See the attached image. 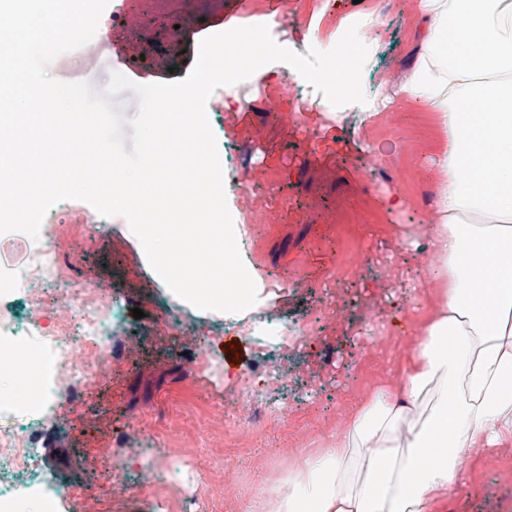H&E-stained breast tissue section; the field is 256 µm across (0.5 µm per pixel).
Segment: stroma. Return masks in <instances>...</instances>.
<instances>
[{
    "label": "stroma",
    "mask_w": 512,
    "mask_h": 512,
    "mask_svg": "<svg viewBox=\"0 0 512 512\" xmlns=\"http://www.w3.org/2000/svg\"><path fill=\"white\" fill-rule=\"evenodd\" d=\"M244 2L246 13L225 16L218 30L265 23L278 44L300 54L333 48L354 12L378 21L366 97L394 95L409 72L416 0H288L281 16L269 13L267 0ZM139 27L141 52L177 71L195 62L197 30L186 29L176 43L160 20ZM121 69L108 44L90 43L59 56L49 73L99 90ZM291 71L282 62L262 66L240 83L234 105L216 90L206 114L234 223L264 217L244 256L255 277L280 280L262 289L261 309L289 321L312 318L317 347L293 336L273 360L228 327L224 313L173 301L122 218L65 200L43 220L44 241L69 282L94 285L93 309L111 305L121 318L112 331L118 353L102 362L100 385L72 410L70 426L59 430L54 412L31 434L49 484L111 478L92 512H152L157 502L168 512H196L192 501L206 492L222 498V512H241L257 487L286 475L300 454L325 447L368 393L397 384L435 308L437 257L426 241L440 217L425 200L434 153L428 114L414 104L336 108L307 84L281 96ZM274 97L280 109L267 111L264 102ZM395 194L406 203L391 212L385 200ZM344 211L360 216L373 255L342 250L336 228ZM31 249L20 233L0 237V269L26 279ZM137 308L143 318H134ZM261 381L271 399H285L284 409L240 422L239 398ZM146 448L180 449L182 477L154 485L136 465ZM461 470L436 512H512V440L472 449Z\"/></svg>",
    "instance_id": "1"
}]
</instances>
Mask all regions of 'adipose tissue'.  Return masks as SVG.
<instances>
[{
	"instance_id": "1",
	"label": "adipose tissue",
	"mask_w": 512,
	"mask_h": 512,
	"mask_svg": "<svg viewBox=\"0 0 512 512\" xmlns=\"http://www.w3.org/2000/svg\"><path fill=\"white\" fill-rule=\"evenodd\" d=\"M400 101L436 113L438 307L396 387L361 401L242 512H431L459 452L512 438V0H418Z\"/></svg>"
}]
</instances>
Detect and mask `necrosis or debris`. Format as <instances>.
<instances>
[{"instance_id": "necrosis-or-debris-1", "label": "necrosis or debris", "mask_w": 512, "mask_h": 512, "mask_svg": "<svg viewBox=\"0 0 512 512\" xmlns=\"http://www.w3.org/2000/svg\"><path fill=\"white\" fill-rule=\"evenodd\" d=\"M34 259L41 276L51 281L50 287L40 291L41 305L63 302L69 316L60 323L44 310L29 316L24 332L0 325V379L16 373L20 353L34 358L27 371L26 395L0 402V417L24 421L32 428L51 410L82 404L99 384L96 363L109 359L113 352L112 321L91 310L88 289L72 287L59 276L58 259L50 249H39ZM22 491L39 501L41 512H59L71 503L94 499L98 487L87 485L76 497L47 489L34 449L19 443L10 457L0 456V512H18L17 495Z\"/></svg>"}]
</instances>
